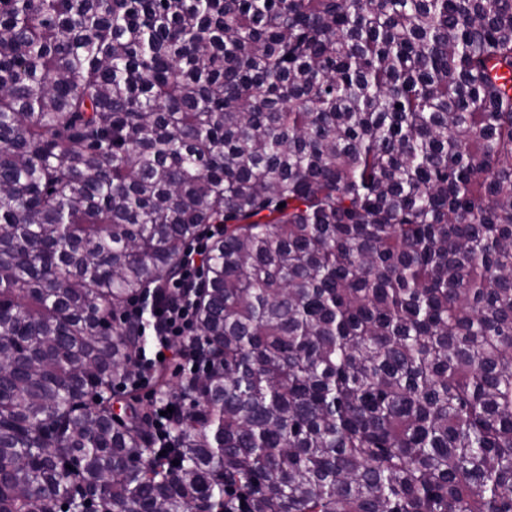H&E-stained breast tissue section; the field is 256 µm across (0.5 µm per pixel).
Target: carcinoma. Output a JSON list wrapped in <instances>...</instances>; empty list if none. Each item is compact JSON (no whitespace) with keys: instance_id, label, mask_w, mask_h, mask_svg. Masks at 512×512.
Wrapping results in <instances>:
<instances>
[{"instance_id":"obj_1","label":"carcinoma","mask_w":512,"mask_h":512,"mask_svg":"<svg viewBox=\"0 0 512 512\" xmlns=\"http://www.w3.org/2000/svg\"><path fill=\"white\" fill-rule=\"evenodd\" d=\"M0 512H512V0H0ZM208 233L201 239L196 241L191 248L190 258L181 268L177 279L172 281L168 288L177 293L178 300L174 302H166L154 311H150L153 318L154 338L152 340L149 357L146 353L144 358L147 366L151 369L165 366L169 359V348L173 342L192 341L196 333V304L195 298L191 290L187 293L183 289L190 288L191 285L199 282V270L203 269V265H198L195 255L201 256L206 251ZM163 354V360H158V355Z\"/></svg>"}]
</instances>
